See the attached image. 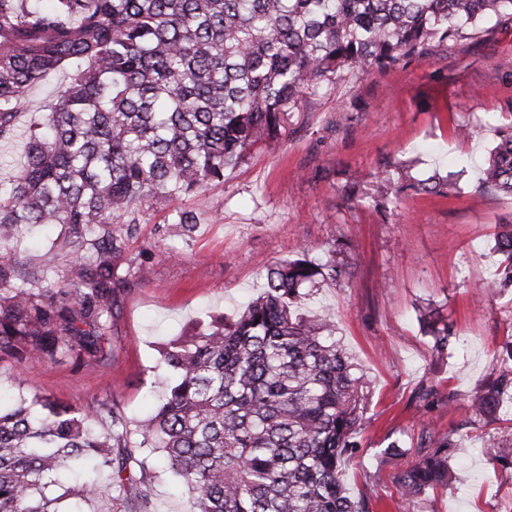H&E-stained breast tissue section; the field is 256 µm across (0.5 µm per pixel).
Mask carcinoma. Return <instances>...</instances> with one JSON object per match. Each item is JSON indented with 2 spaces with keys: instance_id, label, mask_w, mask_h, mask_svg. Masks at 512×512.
Listing matches in <instances>:
<instances>
[{
  "instance_id": "carcinoma-1",
  "label": "carcinoma",
  "mask_w": 512,
  "mask_h": 512,
  "mask_svg": "<svg viewBox=\"0 0 512 512\" xmlns=\"http://www.w3.org/2000/svg\"><path fill=\"white\" fill-rule=\"evenodd\" d=\"M492 17L512 19V0H0V139L32 87L69 71L29 134L21 173L0 188V228L97 229L63 239L76 259L49 279L21 277L17 251L0 250V354L106 364L122 283L112 225L136 223L145 200L164 206L223 182L324 82L393 68ZM496 132L480 187L512 196V124ZM415 191L446 195L448 179L434 174ZM494 241L512 278V228ZM334 276L336 252L310 259L303 249L268 270L266 290L235 318L170 343L161 365L171 382L133 444L108 403H0V512H61L70 496L97 499L98 512H148L164 474L198 512H371V497L353 499L342 480L364 375L327 318L296 313L303 289ZM428 327L438 355L448 352L452 328ZM493 375L467 405L473 425L512 398V341ZM461 450L426 431L399 470L402 497L448 488V452ZM146 451L160 471L145 468ZM105 471L137 491L99 494Z\"/></svg>"
}]
</instances>
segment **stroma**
I'll return each mask as SVG.
<instances>
[{"label":"stroma","instance_id":"stroma-1","mask_svg":"<svg viewBox=\"0 0 512 512\" xmlns=\"http://www.w3.org/2000/svg\"><path fill=\"white\" fill-rule=\"evenodd\" d=\"M66 81L58 71L26 94L12 138L0 142V180L18 173L32 124ZM510 118L506 19L431 45L399 68L324 83L287 113L279 140L251 150L223 183L163 207L142 204L133 227L113 225L125 240L116 260L125 285L107 365L0 354V394L44 395L80 410L115 403L136 427L164 392L163 346L210 317L243 311L268 269L300 248L333 250L342 275L312 288L299 310L335 325L367 383L359 446L343 465L349 495L378 488L373 512H512V465L495 460L499 446L512 445V412L475 426L465 412L512 340V285L493 250L499 225L512 224V197L479 187L496 128ZM385 170L404 186L399 203L381 185ZM434 174L452 182L447 196L409 189L410 179ZM184 210L197 222L171 236ZM67 232L61 224L29 235L1 230L0 240L19 252L23 276L40 278L51 274L52 241ZM427 307L452 323V357L434 351L420 322ZM431 428L465 437L467 452L451 458L448 489L403 502L399 466L382 450L396 438L418 446Z\"/></svg>","mask_w":512,"mask_h":512}]
</instances>
